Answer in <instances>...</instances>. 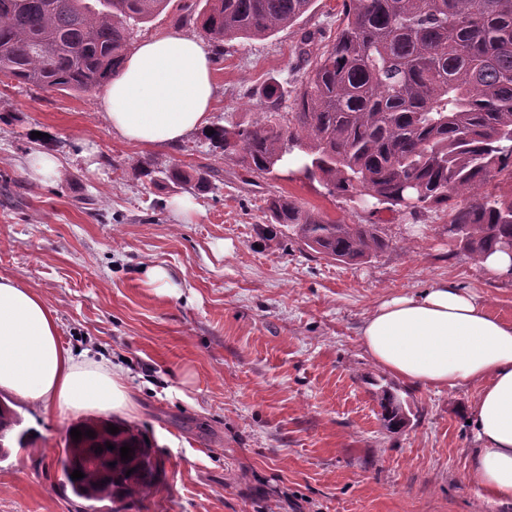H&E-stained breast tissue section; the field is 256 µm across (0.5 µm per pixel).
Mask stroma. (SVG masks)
<instances>
[{
	"instance_id": "1",
	"label": "stroma",
	"mask_w": 512,
	"mask_h": 512,
	"mask_svg": "<svg viewBox=\"0 0 512 512\" xmlns=\"http://www.w3.org/2000/svg\"><path fill=\"white\" fill-rule=\"evenodd\" d=\"M188 2L171 0L134 42L196 34ZM339 16V0H315L293 26L225 43L212 65V125L256 119L268 83L288 89L302 77V32L335 34ZM36 152L57 156L58 176L29 179ZM172 168L189 181L167 179ZM270 193L329 221L379 225L390 246L356 265L306 251L265 214ZM180 198L195 205L189 217L172 207ZM155 266L173 288L150 281ZM0 276L45 300L65 348L124 365L129 404L112 417L145 433L163 464L150 494L78 498L56 463L76 415L20 401L32 437L0 455V512H512L467 480L478 385L407 382L375 365L359 336L384 298L440 281L512 322V277L486 275L449 236L447 212H374L293 168L250 174L201 133L135 145L109 130L99 92L6 78ZM384 389L406 426H385Z\"/></svg>"
}]
</instances>
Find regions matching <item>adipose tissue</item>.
Listing matches in <instances>:
<instances>
[{"label":"adipose tissue","instance_id":"adipose-tissue-1","mask_svg":"<svg viewBox=\"0 0 512 512\" xmlns=\"http://www.w3.org/2000/svg\"><path fill=\"white\" fill-rule=\"evenodd\" d=\"M215 93L203 39L172 31L136 46L106 86L102 106L123 139L166 146L208 130ZM360 336L371 360L402 379L438 390L479 385L468 478L492 498L511 501L512 322L442 281L382 301ZM0 394L62 413L128 405L121 368L64 348L44 299L1 276Z\"/></svg>","mask_w":512,"mask_h":512}]
</instances>
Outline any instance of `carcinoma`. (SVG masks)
Here are the masks:
<instances>
[{
  "instance_id": "carcinoma-1",
  "label": "carcinoma",
  "mask_w": 512,
  "mask_h": 512,
  "mask_svg": "<svg viewBox=\"0 0 512 512\" xmlns=\"http://www.w3.org/2000/svg\"><path fill=\"white\" fill-rule=\"evenodd\" d=\"M169 3L0 0V75L41 90L91 92L121 71L134 30ZM313 3L204 0L195 21L220 57L224 43L269 36ZM291 94L292 111L283 112L282 86L268 84L260 118L217 126L208 140L251 173L271 174L291 157L333 196L368 197L414 217L444 207L478 259L512 246V193L485 190L504 171L512 180L503 151L512 141V0H342L336 35ZM464 195L473 198L468 206H451ZM265 205L274 223L334 261L361 263L389 247L376 224L327 221L283 195ZM380 405L387 426L406 423L394 394L382 391ZM20 424L0 400V452L12 442L28 447ZM111 425L119 433L107 432ZM74 427L82 438L66 435L57 462L75 496L129 498L157 487L159 464L136 427L102 417ZM123 446L132 460L121 459ZM76 469L84 478H71Z\"/></svg>"
}]
</instances>
